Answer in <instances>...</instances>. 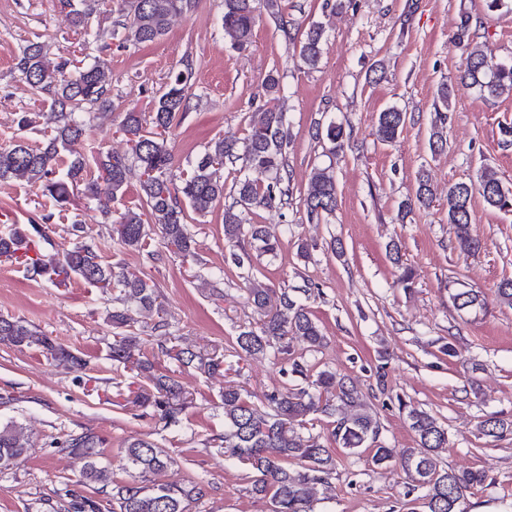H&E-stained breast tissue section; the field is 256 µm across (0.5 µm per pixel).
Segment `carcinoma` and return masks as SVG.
Returning a JSON list of instances; mask_svg holds the SVG:
<instances>
[{
    "instance_id": "obj_1",
    "label": "carcinoma",
    "mask_w": 512,
    "mask_h": 512,
    "mask_svg": "<svg viewBox=\"0 0 512 512\" xmlns=\"http://www.w3.org/2000/svg\"><path fill=\"white\" fill-rule=\"evenodd\" d=\"M121 17V44H148L161 39L173 16L190 10L195 0H114ZM98 13V0H80L71 7L70 22L77 30H87ZM275 17L279 0H223L222 30L233 48L242 50L252 43L253 31L262 14ZM326 43L322 25L312 23L300 38L299 58L310 69L317 67ZM451 44L467 55V67L459 77L463 86L475 88L488 98L512 95V67L492 62L484 46L471 35V21L464 16ZM16 69L24 76L32 95L49 99V110L31 115L21 113L17 121L19 135L7 147H0V182L24 181L37 185L43 195L57 204L69 203L79 187L85 194L106 195L114 200L126 190L132 168L140 170L141 201L144 213L127 208L110 220L112 236L124 249L142 251L149 236V224L160 225L166 247L185 257L193 255V236L188 227L186 210L204 216L224 200V161L241 162L243 177L232 186L233 201L224 206V247L228 258L242 268L252 262L245 242L258 244L261 253L275 256L280 241L270 237L264 226L247 224L243 208L258 206L278 208L292 199V170L286 148L289 126L286 113L279 107L280 76L268 75L262 85L265 103L252 113L247 135L240 139L224 135L212 141L195 161L191 173L176 185L170 178L173 155L167 145L175 123L189 109L192 97L190 76L192 64L186 63L167 84L166 91L154 101L151 115L125 113L120 131L131 144V157L100 153L96 160L97 176L88 177L86 163L73 157L63 168L57 165L61 152L86 135L87 123L76 112L86 106L107 109L112 106V71L105 59H96L83 67L74 60H48L46 45L29 40L15 55ZM451 89L439 86L434 102L435 116L431 124L429 147L436 152L447 142L448 110ZM403 110L389 107L378 114L376 135L383 143L395 142L407 124ZM51 130L43 146L32 147L25 133L38 122ZM313 137L330 143L331 153L344 150L350 136L345 127L334 121L317 125ZM480 196L494 210L512 212V189L506 187L498 172L489 166L480 169L474 182H456L448 186V223L455 226V249L474 254L481 241L471 233L473 202ZM435 201L430 174L422 170L416 179L414 193L399 204L398 217L405 218L416 208H428ZM302 203L310 222H319L336 210V178L331 167L312 168ZM47 224H17L0 233V257L23 265L30 276L43 277L56 286L73 277L97 288H116L117 305L105 311L104 320L119 330L113 336L112 362L131 365L153 384V391L138 397L139 403L160 411L164 426H176L187 404L188 396L176 377L150 375L151 364L138 357L144 339L135 332L123 333L142 322L155 333L157 349L176 360L182 367H194L205 373L221 369L222 360L206 356L188 347L167 346L168 323L158 301L155 286L142 277L116 270L104 263L100 247L83 236L84 227L75 221L68 229L75 236L73 247L61 256L45 253L51 244ZM402 246L388 245L389 258L398 268L397 286L408 291L414 285V271L402 259ZM247 302L257 321L243 328L235 337L233 349L247 358L286 355L289 343L299 337L308 351H318L325 340L312 313L288 291H276L268 285L247 278ZM496 297L502 306L512 308V278H504L496 286ZM459 309L484 305V296L472 289L460 288L450 295ZM0 344L15 347L36 346L46 356L70 368L81 369L84 359L56 343L40 329L10 315L0 314ZM290 374L294 383L267 397L263 408L250 402L243 390L224 387V455L247 465L253 473L251 492L267 501L270 512H316L321 501L319 487L336 470V453L319 434L300 432L305 418L321 415L331 426L330 440L349 454L367 451L377 467L397 462L412 474L425 490L419 497L421 512H461L460 506L470 490L487 479L481 470L456 471L446 467L441 453L448 448V432L428 411L399 402L406 411L417 447L397 450L377 442V413L357 386L340 374L324 369L311 378L306 362L293 361ZM486 437L499 438L512 434V420L491 416L480 423ZM34 441L21 424L9 420L0 423V471L20 465ZM59 447L82 462L79 482L84 485L112 486V499L118 512H189V505L205 495L198 484H186L168 478L174 459L158 444L135 439L127 443L122 466L129 480L112 484V469L102 462L104 440L93 434L70 436Z\"/></svg>"
}]
</instances>
